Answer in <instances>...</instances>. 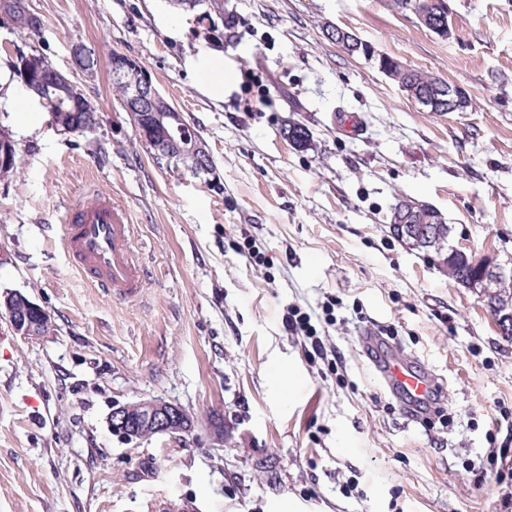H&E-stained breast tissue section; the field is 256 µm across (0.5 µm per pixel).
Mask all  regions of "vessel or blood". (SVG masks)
<instances>
[{
    "label": "vessel or blood",
    "mask_w": 512,
    "mask_h": 512,
    "mask_svg": "<svg viewBox=\"0 0 512 512\" xmlns=\"http://www.w3.org/2000/svg\"><path fill=\"white\" fill-rule=\"evenodd\" d=\"M63 248L72 267L114 298L137 297L146 272L132 249L133 226L125 209L109 196L95 193L65 212ZM386 390L410 410L427 405L435 377L422 365L397 357L394 347L373 330L361 337Z\"/></svg>",
    "instance_id": "vessel-or-blood-1"
}]
</instances>
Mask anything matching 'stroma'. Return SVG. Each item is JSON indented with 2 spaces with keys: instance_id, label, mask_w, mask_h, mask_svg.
<instances>
[{
  "instance_id": "1",
  "label": "stroma",
  "mask_w": 512,
  "mask_h": 512,
  "mask_svg": "<svg viewBox=\"0 0 512 512\" xmlns=\"http://www.w3.org/2000/svg\"><path fill=\"white\" fill-rule=\"evenodd\" d=\"M442 38L394 0H32L39 35L0 20V124L26 164L0 179V296L46 309L54 331L0 318V512H500L512 480V336L483 297L391 235L413 200L455 247L512 270V0H448ZM463 88L461 112L414 102L373 58ZM93 74L71 69L76 43ZM139 60L206 144L222 192L134 145L113 100L109 57ZM39 52L100 108L84 136L57 130L13 71ZM358 113L355 140L336 124ZM303 123L312 147L280 133ZM110 194L147 272L132 301L107 297L60 248L65 208ZM250 236L266 258L237 250ZM333 313H326L327 303ZM311 315L337 371L307 358L281 317ZM396 327L398 352L436 374L446 425L407 418L365 356L366 328ZM161 398L189 434L128 442L115 405Z\"/></svg>"
}]
</instances>
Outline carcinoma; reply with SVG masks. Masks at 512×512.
<instances>
[{
  "instance_id": "1",
  "label": "carcinoma",
  "mask_w": 512,
  "mask_h": 512,
  "mask_svg": "<svg viewBox=\"0 0 512 512\" xmlns=\"http://www.w3.org/2000/svg\"><path fill=\"white\" fill-rule=\"evenodd\" d=\"M6 19L15 27L33 35L41 31L35 20L24 13L9 12ZM345 50L351 55L361 54L365 57L373 53L371 46L353 33L347 36ZM377 59L385 63L381 72L403 87L410 98L420 101L425 98L434 99L439 110H448V84L424 71L407 67L395 57L380 54ZM47 61L48 58L41 53L21 55L14 63V70L23 85L32 86L40 79L37 63ZM81 106L82 103L74 99L70 88L66 86L51 93L44 108L59 130L82 136L94 131L98 123L94 120L95 113L82 112ZM133 119L136 143L149 147L157 162L173 157L175 167L209 183L208 172L214 170V162L208 149L192 150L183 144L179 136H165L156 128L151 112L136 113ZM281 134L301 151L311 146L310 131L300 122L284 124ZM20 165L21 157L17 149L9 150L6 155L0 149V178L13 176ZM389 228L396 238L435 257V262L458 283L464 285L474 280H485L484 294L488 306H512V291L509 290L512 279L485 270L474 261L473 256L458 252L449 244L451 226L443 223L433 210L412 200H402L393 209ZM10 301L14 314L32 326L36 335L45 336L54 331L52 318L39 315L35 302L27 296L12 295Z\"/></svg>"
}]
</instances>
